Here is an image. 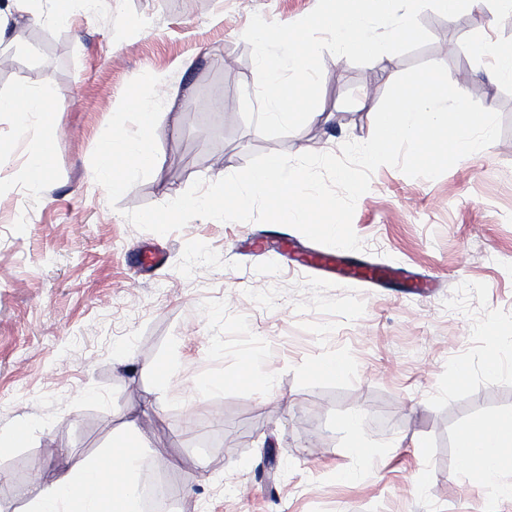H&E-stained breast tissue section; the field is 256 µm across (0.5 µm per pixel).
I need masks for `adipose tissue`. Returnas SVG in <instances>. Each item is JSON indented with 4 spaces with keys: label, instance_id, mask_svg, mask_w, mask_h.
Returning <instances> with one entry per match:
<instances>
[{
    "label": "adipose tissue",
    "instance_id": "ef3b65f1",
    "mask_svg": "<svg viewBox=\"0 0 512 512\" xmlns=\"http://www.w3.org/2000/svg\"><path fill=\"white\" fill-rule=\"evenodd\" d=\"M58 107L51 86L37 90L26 87L0 97V115L12 116L18 125L30 117L45 120L42 147L25 163L28 179L46 181L53 170V146L59 129L50 116ZM139 130L131 134L115 124L111 137L102 144L97 175L113 189L128 190L135 172L151 166L155 156L153 131L164 118L152 99L136 98L129 105ZM461 472L478 481L498 484L502 495L512 500V411L491 421L478 420L464 427L458 436ZM142 454L140 448L120 442L92 462L71 471L49 486H36L29 492L27 512H138L131 492L137 484Z\"/></svg>",
    "mask_w": 512,
    "mask_h": 512
}]
</instances>
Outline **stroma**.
I'll return each instance as SVG.
<instances>
[{
    "label": "stroma",
    "instance_id": "1",
    "mask_svg": "<svg viewBox=\"0 0 512 512\" xmlns=\"http://www.w3.org/2000/svg\"><path fill=\"white\" fill-rule=\"evenodd\" d=\"M316 4L101 0L87 17L16 19L0 37V95L50 83L61 131L53 173L34 186L24 163L42 146L40 118L0 120V434L27 428L0 452V512H25L34 485L129 436L141 482L173 486L172 512H512L496 486L460 472L455 449L460 428L512 410V377L482 367L512 357L498 340L512 329V84L492 82L473 51L489 32L512 49V16L497 22L487 4L453 19L424 11L431 42L395 56L397 74L443 64L503 132L433 180L373 173L352 259L378 270L376 283L325 275L321 244L286 225L197 218L159 235L125 217L255 154L365 141L387 78L329 52L320 118L269 138L242 117L252 15L288 24ZM138 96L178 123L155 128L156 162L133 188L112 190L97 179L100 147L114 113L137 130L127 106ZM146 249L158 260L141 269ZM248 355L273 393L241 381ZM324 359L349 374L312 375ZM463 362L470 377L453 385ZM216 377L222 393L196 394ZM352 413L370 444L361 461L341 427Z\"/></svg>",
    "mask_w": 512,
    "mask_h": 512
}]
</instances>
